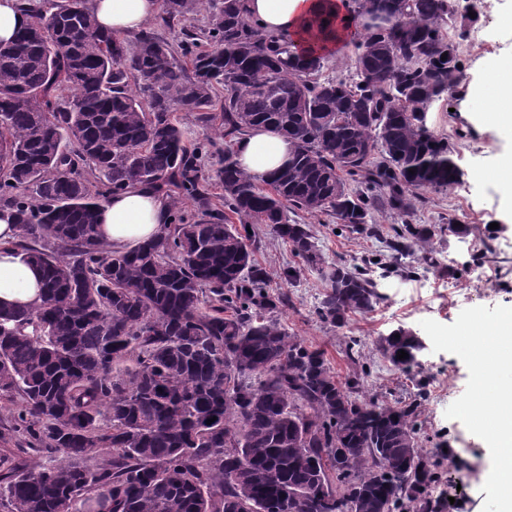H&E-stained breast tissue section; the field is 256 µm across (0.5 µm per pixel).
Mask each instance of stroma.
I'll return each mask as SVG.
<instances>
[{"mask_svg": "<svg viewBox=\"0 0 512 512\" xmlns=\"http://www.w3.org/2000/svg\"><path fill=\"white\" fill-rule=\"evenodd\" d=\"M458 21L443 26L456 38L462 64L460 81L432 106L429 126L436 136L455 145V161L463 176L459 184L440 191L409 193V212L391 209L383 194L371 206V233L339 227L324 213L298 211L291 218L318 238L327 260L362 265L372 254L383 255L390 271L379 279L380 300L367 313L349 315L345 324L320 320L316 309L326 291L316 273L305 271L291 282L281 273L295 259L287 244L268 228L256 231L261 241L258 261L287 301L277 318L289 333L326 350L335 372L347 377L356 367L344 351L349 337L362 341L364 362L373 364L363 391L370 397L410 401L421 399V434L425 448L444 458L449 442L458 460L445 470L446 483L457 486L449 512H501L495 485L487 473L492 451L467 414L477 400L472 342L462 334L465 324L493 326L502 310L512 306V186L491 180L503 154L512 151V128L474 118L486 111L490 96L469 93L490 64L512 58V0H457ZM498 229H491V222ZM410 223L431 228L429 251L412 248L399 255L384 244L395 226ZM458 223L466 234L450 233ZM403 328L426 344L419 367L403 372L383 361V336Z\"/></svg>", "mask_w": 512, "mask_h": 512, "instance_id": "1", "label": "stroma"}]
</instances>
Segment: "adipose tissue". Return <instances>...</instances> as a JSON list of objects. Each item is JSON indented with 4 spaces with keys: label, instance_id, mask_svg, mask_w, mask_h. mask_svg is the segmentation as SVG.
Returning <instances> with one entry per match:
<instances>
[{
    "label": "adipose tissue",
    "instance_id": "1",
    "mask_svg": "<svg viewBox=\"0 0 512 512\" xmlns=\"http://www.w3.org/2000/svg\"><path fill=\"white\" fill-rule=\"evenodd\" d=\"M248 16L268 34L308 46V21L319 13L336 17L347 14L344 0H247ZM90 11L98 26L125 37L146 30L161 13L162 0H90ZM481 87L494 88L493 120L512 126V61L507 66L484 71ZM291 146L280 131L259 127L242 136L236 145L241 168L257 181L269 179L288 161ZM171 219L169 200L148 188L134 186L111 196L101 206L98 236L113 248H130L160 235ZM19 229L10 209L0 210V307H24L39 302V268L13 249ZM485 340L501 344L494 362L477 358V386L492 397L490 409L475 408L474 420L485 430L493 450L490 478L501 500L512 512V379L502 378L512 367V308L505 309L496 326L486 331Z\"/></svg>",
    "mask_w": 512,
    "mask_h": 512
}]
</instances>
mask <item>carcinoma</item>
I'll return each mask as SVG.
<instances>
[{
	"instance_id": "obj_1",
	"label": "carcinoma",
	"mask_w": 512,
	"mask_h": 512,
	"mask_svg": "<svg viewBox=\"0 0 512 512\" xmlns=\"http://www.w3.org/2000/svg\"><path fill=\"white\" fill-rule=\"evenodd\" d=\"M22 2L32 24L0 43V207L17 212L11 246L43 288L31 307L0 308V397L20 401L4 427L16 447L0 452L4 512H281L289 491L312 512H438L442 472L420 443V403L362 396L369 368L341 380L322 348L288 333L247 228L288 243L298 262L284 280L318 273L323 320L373 307L370 268L327 262L288 212L363 231L371 192L403 212L409 191L460 182L455 147L426 122L461 76L458 44L440 30L455 0H348L358 35L347 80L323 74L326 56L263 32L244 0H162L164 25L207 4V42L186 32V64L153 32L130 43L99 29L86 0ZM63 88L74 91L66 108ZM176 112L224 138L215 175L201 156L216 141L189 144ZM257 126L293 147L264 184L234 150ZM135 185L174 212L157 238L114 250L98 239V212ZM394 232L401 255L410 239L429 249L424 225ZM381 354L418 366L405 329Z\"/></svg>"
}]
</instances>
